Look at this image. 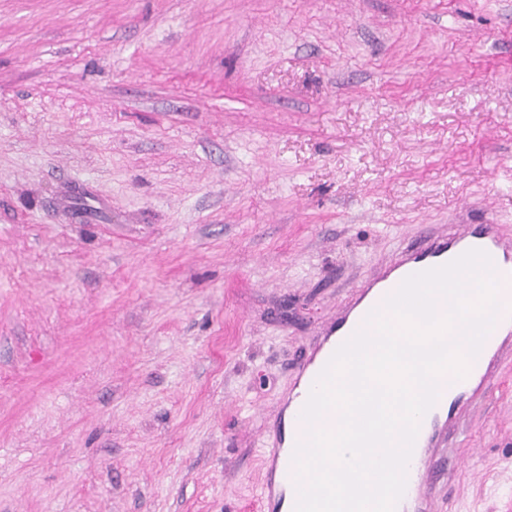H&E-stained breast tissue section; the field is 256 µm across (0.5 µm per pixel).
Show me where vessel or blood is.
Listing matches in <instances>:
<instances>
[{
	"label": "vessel or blood",
	"mask_w": 512,
	"mask_h": 512,
	"mask_svg": "<svg viewBox=\"0 0 512 512\" xmlns=\"http://www.w3.org/2000/svg\"><path fill=\"white\" fill-rule=\"evenodd\" d=\"M471 249L485 251L492 260L504 316L491 336L488 352L470 363L465 377L449 383L446 402L431 407L422 417L415 439L417 453L407 464L405 490L395 506V512H437L440 477L462 464L461 458L451 455L449 450L448 406L486 395L494 375L495 356L502 354L504 346L512 347V236L503 233L496 224H453L445 235H428L421 243L404 248L388 262L382 274L361 285L355 301L346 305L335 322L326 327L320 344L302 363L299 381L288 397L292 411L279 420L270 448L263 451L268 472L261 500L268 512H280L283 506L281 487L294 474L293 453L305 433L301 412L334 352L352 337L358 322L382 307L407 277L446 265Z\"/></svg>",
	"instance_id": "b4317fda"
}]
</instances>
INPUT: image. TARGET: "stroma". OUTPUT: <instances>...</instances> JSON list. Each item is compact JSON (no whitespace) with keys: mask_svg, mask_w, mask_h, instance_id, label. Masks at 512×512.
Here are the masks:
<instances>
[{"mask_svg":"<svg viewBox=\"0 0 512 512\" xmlns=\"http://www.w3.org/2000/svg\"><path fill=\"white\" fill-rule=\"evenodd\" d=\"M512 231V0H0V512H265L302 358L398 244ZM439 512H512V354Z\"/></svg>","mask_w":512,"mask_h":512,"instance_id":"1","label":"stroma"}]
</instances>
